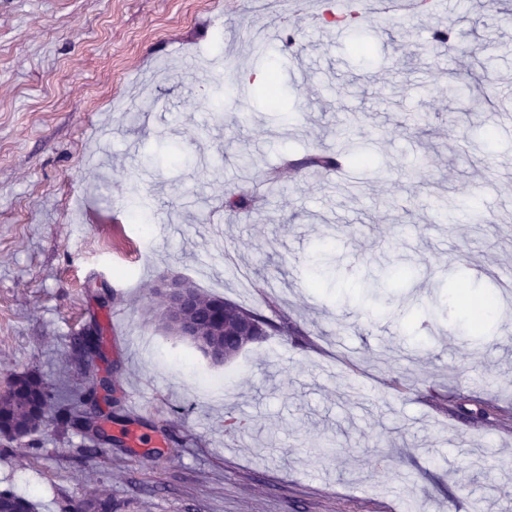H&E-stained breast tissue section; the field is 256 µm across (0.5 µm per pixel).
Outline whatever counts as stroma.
<instances>
[{
  "label": "stroma",
  "mask_w": 512,
  "mask_h": 512,
  "mask_svg": "<svg viewBox=\"0 0 512 512\" xmlns=\"http://www.w3.org/2000/svg\"><path fill=\"white\" fill-rule=\"evenodd\" d=\"M510 13L444 0L345 30L293 0H0V389L27 369L86 387L69 340L99 320L121 440L88 463L82 436L49 424L0 454V488L37 512L89 493L114 512H512L497 466L512 418L440 402L477 392L512 411ZM287 27L295 43L255 57L254 38ZM267 71L289 123L241 79ZM467 75L496 84L480 126L473 97L448 94ZM344 139L363 162L294 168ZM163 144L172 159L144 166ZM267 165L264 204L226 211ZM392 267L402 288L364 292L359 273ZM164 275L304 336L213 365L173 344L151 294ZM467 295L505 310L485 336Z\"/></svg>",
  "instance_id": "stroma-1"
}]
</instances>
